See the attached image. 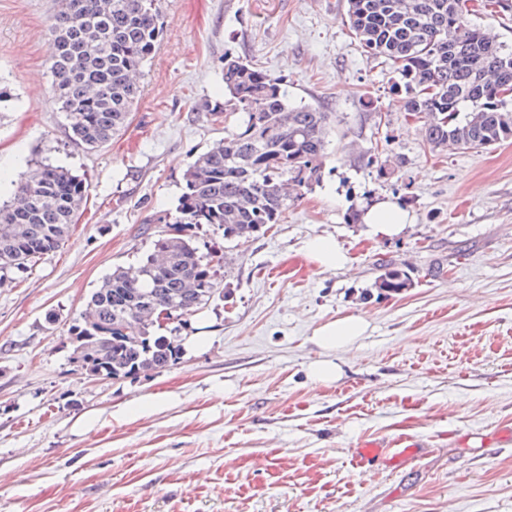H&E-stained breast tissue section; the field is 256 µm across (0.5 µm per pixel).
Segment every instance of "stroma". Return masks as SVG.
<instances>
[{"instance_id": "stroma-1", "label": "stroma", "mask_w": 512, "mask_h": 512, "mask_svg": "<svg viewBox=\"0 0 512 512\" xmlns=\"http://www.w3.org/2000/svg\"><path fill=\"white\" fill-rule=\"evenodd\" d=\"M59 0H0V204L25 161L88 183L56 252L0 286V512H512V140L430 147L382 57L363 52L346 0H161L163 36L129 124L104 147L71 144L51 98ZM473 22L512 41V0ZM279 79L288 102L336 113L318 180L282 223L248 241L200 224L199 253L227 256L222 292L177 326L204 337L162 372L94 380L68 330L102 280L152 253L194 157L224 135V59ZM395 200L412 222L373 236L362 217ZM330 236L348 261L323 271L306 242ZM414 285L378 294L380 263ZM368 323L327 350L315 330ZM331 360L334 382L310 367ZM138 418L119 410L144 400ZM418 441L395 467L358 468L352 448ZM367 327V322L360 316L337 318L321 326L315 332L314 341L324 349H340L356 342Z\"/></svg>"}]
</instances>
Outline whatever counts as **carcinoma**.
Segmentation results:
<instances>
[{"label": "carcinoma", "mask_w": 512, "mask_h": 512, "mask_svg": "<svg viewBox=\"0 0 512 512\" xmlns=\"http://www.w3.org/2000/svg\"><path fill=\"white\" fill-rule=\"evenodd\" d=\"M347 17L364 51L394 66L393 89L423 120L431 147L479 150L512 139V95H504L512 46L468 20L465 0H347ZM50 29L51 86L68 137L99 148L138 102L142 69L162 38L159 0H60ZM224 90L206 116L237 123L189 166L175 213L159 218L167 230L154 253L112 271L69 329L72 361L89 377L159 373L181 359L180 344L157 332L215 297L224 261L198 254L183 227L213 224L227 241L247 240L281 223L289 190L318 177L335 113L290 106L280 80L238 57L224 60ZM14 186L15 204L0 206V280L63 246L88 190L86 179L46 164L19 172ZM374 287L399 295L412 279L386 266Z\"/></svg>", "instance_id": "obj_1"}]
</instances>
